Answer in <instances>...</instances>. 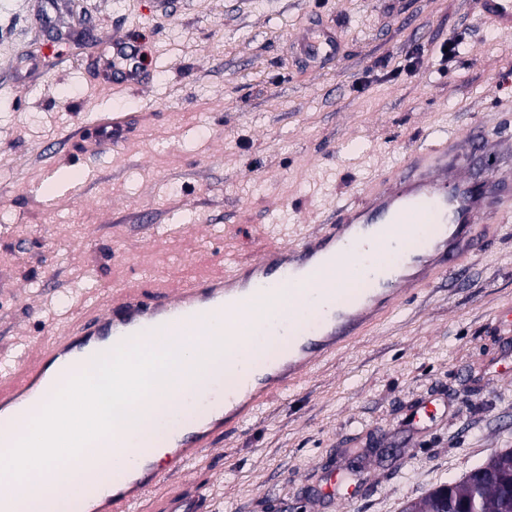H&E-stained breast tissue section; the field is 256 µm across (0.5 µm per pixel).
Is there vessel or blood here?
<instances>
[{"mask_svg": "<svg viewBox=\"0 0 512 512\" xmlns=\"http://www.w3.org/2000/svg\"><path fill=\"white\" fill-rule=\"evenodd\" d=\"M476 13L505 32L512 31V0H473ZM301 59L313 67L334 60V27L316 24L291 41ZM114 79H137V49L121 38L112 41ZM132 118L124 112L101 116L94 124L95 147L120 146ZM493 150L512 154V140L488 139L476 129L465 137L434 135L415 147L404 161L373 179L359 202L336 207V217L301 234L293 244L269 246L254 258L226 261L224 272L209 274L179 287L165 285L144 291L128 283L114 289L104 304L85 306L73 322L55 328L29 364L0 369V411L16 408L12 425L24 433L27 422L19 409L27 397L51 400L82 364L105 349L131 339L146 341L167 335L176 324L200 325L226 316L233 335L250 331L247 311L269 290L296 284L336 298L330 314L297 316L296 304L279 310L288 328L287 356L259 372L248 371L224 389V404L206 424L176 433L165 466L140 461L116 482L98 488L97 512H142L156 489L169 477L191 473L197 460L221 449L225 440L253 421L260 409L296 390L318 368L364 337L370 329L431 286L462 280L471 255L492 240L497 214L512 207V173L486 166L473 175L474 154ZM417 224H441L445 231L410 261L388 265L374 255L378 270L355 301L337 298V286L349 276L357 249L387 244ZM202 487L191 486L169 512H208Z\"/></svg>", "mask_w": 512, "mask_h": 512, "instance_id": "obj_1", "label": "vessel or blood"}]
</instances>
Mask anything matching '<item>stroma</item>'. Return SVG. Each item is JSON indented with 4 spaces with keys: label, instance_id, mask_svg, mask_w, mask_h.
<instances>
[{
    "label": "stroma",
    "instance_id": "obj_1",
    "mask_svg": "<svg viewBox=\"0 0 512 512\" xmlns=\"http://www.w3.org/2000/svg\"><path fill=\"white\" fill-rule=\"evenodd\" d=\"M318 19L340 52L313 69L288 42ZM116 37L140 45L142 84L106 77ZM511 75L512 32L470 0H0V362L122 284L289 243L433 134H512ZM105 112L132 115L127 139L86 151L73 135ZM497 224L462 284L199 461L212 512H403L512 448V211Z\"/></svg>",
    "mask_w": 512,
    "mask_h": 512
}]
</instances>
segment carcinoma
<instances>
[{
    "mask_svg": "<svg viewBox=\"0 0 512 512\" xmlns=\"http://www.w3.org/2000/svg\"><path fill=\"white\" fill-rule=\"evenodd\" d=\"M477 470L488 474L489 479L474 483L466 476L461 481L446 486L448 510L456 512V506L465 502L475 512H512V449L492 454ZM428 491L418 502L406 504L403 512H436L440 508L437 492Z\"/></svg>",
    "mask_w": 512,
    "mask_h": 512,
    "instance_id": "1",
    "label": "carcinoma"
}]
</instances>
